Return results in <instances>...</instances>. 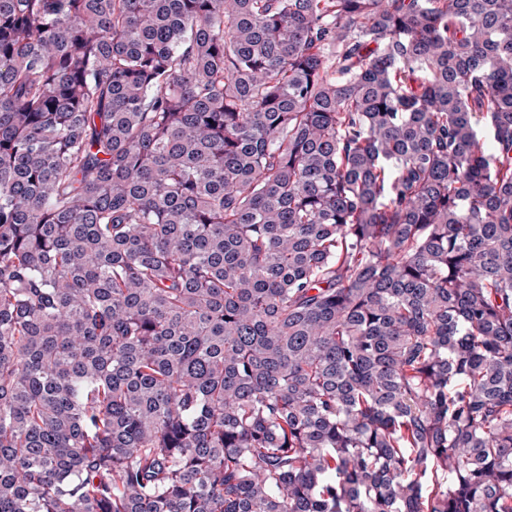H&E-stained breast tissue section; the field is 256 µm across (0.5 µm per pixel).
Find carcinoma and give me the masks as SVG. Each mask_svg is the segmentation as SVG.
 Instances as JSON below:
<instances>
[{"instance_id": "carcinoma-1", "label": "carcinoma", "mask_w": 512, "mask_h": 512, "mask_svg": "<svg viewBox=\"0 0 512 512\" xmlns=\"http://www.w3.org/2000/svg\"><path fill=\"white\" fill-rule=\"evenodd\" d=\"M0 512H512V0H0Z\"/></svg>"}]
</instances>
